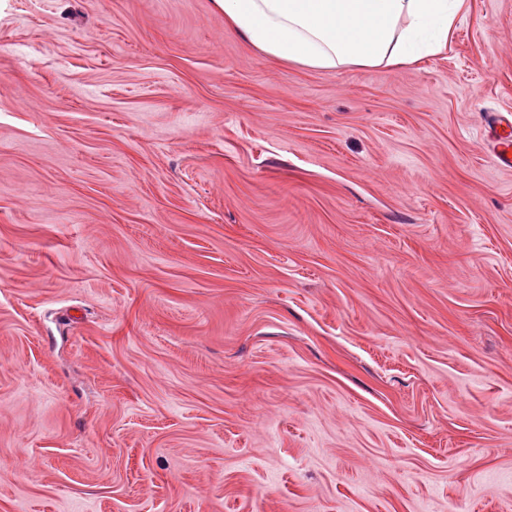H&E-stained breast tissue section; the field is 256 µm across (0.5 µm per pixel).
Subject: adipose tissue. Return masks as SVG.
<instances>
[{
    "mask_svg": "<svg viewBox=\"0 0 512 512\" xmlns=\"http://www.w3.org/2000/svg\"><path fill=\"white\" fill-rule=\"evenodd\" d=\"M267 58L317 70L421 64L451 43L470 0H214Z\"/></svg>",
    "mask_w": 512,
    "mask_h": 512,
    "instance_id": "adipose-tissue-1",
    "label": "adipose tissue"
}]
</instances>
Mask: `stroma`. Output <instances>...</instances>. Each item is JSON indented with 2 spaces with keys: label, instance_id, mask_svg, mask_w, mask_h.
Wrapping results in <instances>:
<instances>
[{
  "label": "stroma",
  "instance_id": "35a3bbf8",
  "mask_svg": "<svg viewBox=\"0 0 512 512\" xmlns=\"http://www.w3.org/2000/svg\"><path fill=\"white\" fill-rule=\"evenodd\" d=\"M512 0L419 67L213 0H0V512H512ZM505 127L499 130L496 126H489L487 137L492 138L495 142L492 150V159L494 164L503 170H512V142L509 119L505 121Z\"/></svg>",
  "mask_w": 512,
  "mask_h": 512
}]
</instances>
